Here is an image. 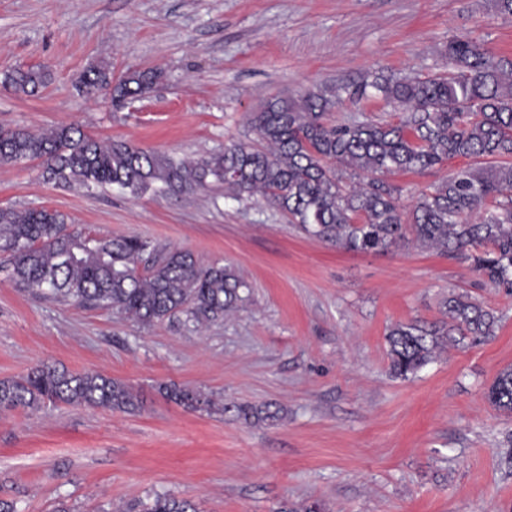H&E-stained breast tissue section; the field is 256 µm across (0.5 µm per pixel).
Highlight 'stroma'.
Returning <instances> with one entry per match:
<instances>
[{
    "label": "stroma",
    "instance_id": "obj_1",
    "mask_svg": "<svg viewBox=\"0 0 512 512\" xmlns=\"http://www.w3.org/2000/svg\"><path fill=\"white\" fill-rule=\"evenodd\" d=\"M512 57V17L492 0H0V77L47 68L33 96L0 80V129L75 125L197 159L255 134L251 112L379 72L447 70L450 37ZM156 69L143 100L116 108L78 92L92 63ZM39 162L0 165V207H47L69 224L185 249L241 271L240 312L203 331L143 327L119 314L20 290L0 252V379L40 363L117 378L135 413L67 404L0 412V498L17 512H121L156 494L201 512H512V415L485 393L512 366V296L467 264L408 244L354 254L300 232L278 210L207 192H88L45 182ZM500 316L494 337L447 347L415 376L389 369L398 323L443 318L449 292ZM175 383L226 404L267 405L278 421L194 412Z\"/></svg>",
    "mask_w": 512,
    "mask_h": 512
}]
</instances>
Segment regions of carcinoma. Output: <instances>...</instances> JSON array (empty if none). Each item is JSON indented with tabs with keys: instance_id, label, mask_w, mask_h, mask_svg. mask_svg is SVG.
<instances>
[{
	"instance_id": "1",
	"label": "carcinoma",
	"mask_w": 512,
	"mask_h": 512,
	"mask_svg": "<svg viewBox=\"0 0 512 512\" xmlns=\"http://www.w3.org/2000/svg\"><path fill=\"white\" fill-rule=\"evenodd\" d=\"M445 56L446 73L379 74L330 95L324 90L298 100L271 98L249 117L255 142L240 141L197 160L94 139L69 125L49 132L0 131V165L38 160L42 177L55 186L132 196L222 185L235 200L268 202L303 233L340 250L388 252L410 239L469 263L486 284L512 295V58H497L466 37L449 39ZM160 76L144 70L116 78L110 66L94 65L81 73L79 87L88 95L109 91L118 107L144 98ZM47 81V71L33 67L4 78L30 96ZM344 96L380 97L405 107V115L398 124L366 117L336 124L327 115ZM456 158L470 164L420 193L409 211L402 189L386 180ZM0 251L8 253L10 278L24 290L116 311L142 325L176 320L201 329L239 311L249 296V283L230 266L201 265L185 250L136 237H93L47 208H0ZM443 306L439 325L398 323L390 329L393 375H416L450 336L472 344L495 336L499 316L468 295L452 293ZM163 391L192 411H232L247 424L278 420L268 406H220L210 395L176 384ZM487 398L512 414L511 367L496 375ZM46 402L122 413L143 405L121 380L46 363L0 380V411L38 409ZM127 512L200 509L188 498L165 494L133 503Z\"/></svg>"
}]
</instances>
